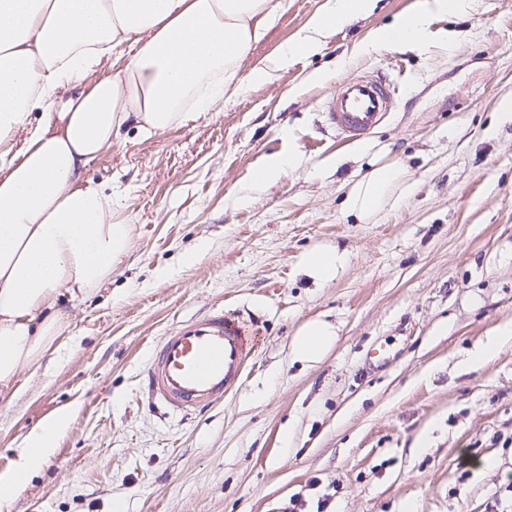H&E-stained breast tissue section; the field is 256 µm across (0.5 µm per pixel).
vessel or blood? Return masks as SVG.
<instances>
[{"instance_id": "b4317fda", "label": "vessel or blood", "mask_w": 512, "mask_h": 512, "mask_svg": "<svg viewBox=\"0 0 512 512\" xmlns=\"http://www.w3.org/2000/svg\"><path fill=\"white\" fill-rule=\"evenodd\" d=\"M393 108L384 78L360 76L340 84L325 104L339 134L358 138ZM256 338L247 320L216 312L182 323L163 336L144 371L146 389L165 410L199 412L223 399L241 381Z\"/></svg>"}]
</instances>
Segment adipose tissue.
Segmentation results:
<instances>
[{
	"mask_svg": "<svg viewBox=\"0 0 512 512\" xmlns=\"http://www.w3.org/2000/svg\"><path fill=\"white\" fill-rule=\"evenodd\" d=\"M469 2L421 0L370 47L423 45L431 15L466 13ZM375 5L326 0L254 81L310 55L320 35ZM284 7L285 0H0V389L37 373L60 349L61 290L100 288L131 252L120 197L84 170L129 125L163 131L236 94L240 61ZM115 54L125 56L123 69L87 82ZM36 110L44 118L35 124ZM410 192L394 162H378L349 186L344 208L370 222ZM335 337L329 323L309 320L293 352L318 360ZM67 417L59 412L26 436L15 469L0 474V503L54 453Z\"/></svg>",
	"mask_w": 512,
	"mask_h": 512,
	"instance_id": "1",
	"label": "adipose tissue"
}]
</instances>
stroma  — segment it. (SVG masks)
Returning a JSON list of instances; mask_svg holds the SVG:
<instances>
[{
  "instance_id": "obj_1",
  "label": "stroma",
  "mask_w": 512,
  "mask_h": 512,
  "mask_svg": "<svg viewBox=\"0 0 512 512\" xmlns=\"http://www.w3.org/2000/svg\"><path fill=\"white\" fill-rule=\"evenodd\" d=\"M325 2L287 0L241 61L237 95L162 132L128 128L87 168L120 197L133 260L85 297L62 295L61 350L0 394V473L30 429L70 412L0 512H283L293 499L297 512H512V343L465 366L512 329V123L497 119L512 100V0L432 16L424 48L366 53L418 6L377 0L253 82ZM377 73L397 88L392 112L362 139L339 136L324 103ZM291 152L295 169L252 183ZM379 159L414 191L365 224L342 202ZM313 247L346 252L336 278L304 272ZM213 310L258 333L243 383L204 412L167 413L140 370L168 330ZM315 317L337 341L295 360ZM511 335L512 331L504 330L500 335L492 336L487 345L471 358V368H478L492 359L504 343L512 340Z\"/></svg>"
}]
</instances>
